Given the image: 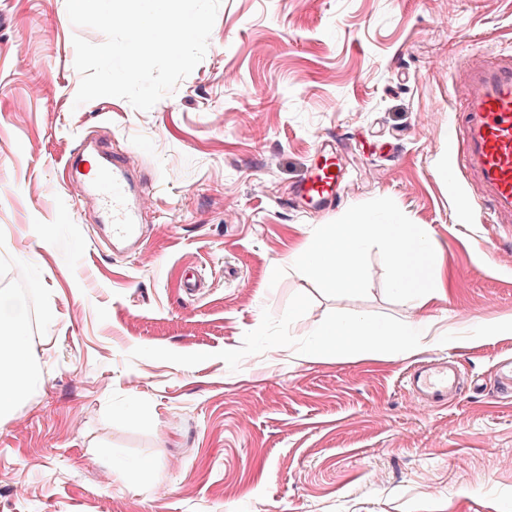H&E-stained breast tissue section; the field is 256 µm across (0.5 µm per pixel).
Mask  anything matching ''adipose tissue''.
<instances>
[{
  "instance_id": "ef3b65f1",
  "label": "adipose tissue",
  "mask_w": 512,
  "mask_h": 512,
  "mask_svg": "<svg viewBox=\"0 0 512 512\" xmlns=\"http://www.w3.org/2000/svg\"><path fill=\"white\" fill-rule=\"evenodd\" d=\"M37 380L24 333V304L0 290V418L8 416Z\"/></svg>"
}]
</instances>
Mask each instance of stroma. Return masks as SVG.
<instances>
[{"mask_svg": "<svg viewBox=\"0 0 512 512\" xmlns=\"http://www.w3.org/2000/svg\"><path fill=\"white\" fill-rule=\"evenodd\" d=\"M66 0H0V264L24 267L25 330L41 382L0 420V512H512V227L448 186L462 66L512 49V0H222L207 52L152 109L75 105ZM126 152L152 190L147 242L114 254L65 160L85 136ZM347 172L331 209L293 186L323 142ZM388 197L439 244L430 302L466 380L432 410L400 383L416 353L310 362L245 357L263 310L311 297L300 338L333 311L413 316L370 254L366 296L328 297L288 260L317 225ZM284 264L269 278L272 263ZM202 288L187 292V275ZM208 353L184 367L135 347Z\"/></svg>", "mask_w": 512, "mask_h": 512, "instance_id": "obj_1", "label": "stroma"}]
</instances>
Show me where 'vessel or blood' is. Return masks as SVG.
<instances>
[{
  "instance_id": "obj_1",
  "label": "vessel or blood",
  "mask_w": 512,
  "mask_h": 512,
  "mask_svg": "<svg viewBox=\"0 0 512 512\" xmlns=\"http://www.w3.org/2000/svg\"><path fill=\"white\" fill-rule=\"evenodd\" d=\"M467 92L459 122L449 127L448 168L461 175L476 201L486 204L492 224H512V53L487 61L472 58L466 70ZM101 163L89 184L111 241L118 249H142L141 188L125 157L101 142L84 140L71 156V166L87 163L89 155ZM344 183V171L332 147L316 156L309 178L294 190L306 207L332 205ZM402 385L426 406H448L464 390L453 361L434 360L407 370Z\"/></svg>"
}]
</instances>
